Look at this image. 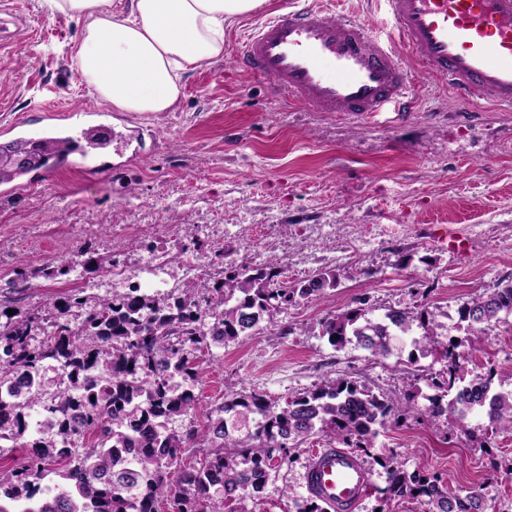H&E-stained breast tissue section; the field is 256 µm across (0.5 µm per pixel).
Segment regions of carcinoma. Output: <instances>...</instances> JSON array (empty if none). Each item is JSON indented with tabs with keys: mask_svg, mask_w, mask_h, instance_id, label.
I'll list each match as a JSON object with an SVG mask.
<instances>
[{
	"mask_svg": "<svg viewBox=\"0 0 512 512\" xmlns=\"http://www.w3.org/2000/svg\"><path fill=\"white\" fill-rule=\"evenodd\" d=\"M27 141L0 144V181L45 166L56 149L50 141L23 165L13 150ZM278 266H240L199 290L179 296L115 289L93 296L72 288L52 302V310L0 306V383L36 370L45 360L61 365L59 382L29 380V400L0 402V441L31 446L27 462L0 471V512H159L165 500L171 512H224V503L246 501L266 485L273 461L319 433L350 448L372 447L377 428L398 411L395 400L355 379H328L280 407L265 396L244 393L215 407L205 419L183 424L195 409L199 353L224 345L272 324L298 297L319 295L338 284L336 273L321 270L296 284L281 280ZM461 320L472 335L483 325L512 316V282L462 306ZM423 330L415 349L436 350L448 360L447 378L434 381L437 394L423 406L427 418L445 419L450 430L470 433L467 422L482 412L491 426L512 430V390H503L496 373L467 380L456 344L439 341L424 313L390 311L373 319L350 309L322 324V334L341 349L356 344L374 355L390 354V341ZM40 410L45 437L31 440L30 409ZM82 418L81 428L66 417ZM137 446L131 463L110 448ZM202 458H197V455ZM192 458L186 463L184 459ZM57 469L50 470V465ZM382 500L409 497L427 512H487L477 489L459 491L436 477L410 473L390 458L384 463ZM54 473L62 482L33 499L32 482Z\"/></svg>",
	"mask_w": 512,
	"mask_h": 512,
	"instance_id": "obj_1",
	"label": "carcinoma"
}]
</instances>
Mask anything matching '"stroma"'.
<instances>
[{
  "instance_id": "1",
  "label": "stroma",
  "mask_w": 512,
  "mask_h": 512,
  "mask_svg": "<svg viewBox=\"0 0 512 512\" xmlns=\"http://www.w3.org/2000/svg\"><path fill=\"white\" fill-rule=\"evenodd\" d=\"M224 27V56L186 73L173 111L115 112L90 96L72 61L82 25L50 13L40 0H0L19 15L22 36L0 57V144L14 140L8 126L25 117L31 132L60 110L57 127L81 133L85 116H67L73 104L104 114L116 136L86 157L0 194V304L49 310L70 288V277L48 279V265L78 257L80 225H94L103 265L112 263V239L129 224H173L168 244L211 260L262 268L283 263L288 282L334 271L336 288L299 298L276 325L213 349L198 369L197 414L239 393L285 404L325 380L346 377L405 401L429 394L428 377L442 371L437 353L420 357L415 376L397 366L411 336L393 340L380 357L353 344L338 349L320 323L351 308L383 317L391 310L427 309L440 341L458 342L470 375L512 374V316L470 335L459 309L479 294L512 281V112L474 100L463 109L437 80L413 81L418 103L401 117L380 112L326 117L275 96L268 82L234 68L232 57L266 10ZM339 16L366 19L387 37L382 0H325ZM224 227V257L210 244ZM456 238L458 247L448 245ZM470 435H449L445 421L406 411L380 429L363 455L376 489L358 512H378L385 485L383 459L408 472L437 476L456 490L479 487L491 512H512V432L492 433L488 420L470 418ZM316 435L276 461L255 497L253 512H290L306 498L310 450L330 445ZM390 512H419L410 498Z\"/></svg>"
}]
</instances>
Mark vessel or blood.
I'll return each instance as SVG.
<instances>
[{"label": "vessel or blood", "instance_id": "vessel-or-blood-1", "mask_svg": "<svg viewBox=\"0 0 512 512\" xmlns=\"http://www.w3.org/2000/svg\"><path fill=\"white\" fill-rule=\"evenodd\" d=\"M386 3L389 42L321 0H290L245 37L236 61L294 104L330 117L411 111L407 88L418 74L458 98L512 111V0ZM373 485L369 466L346 448L313 449L305 465L308 494L330 512H355Z\"/></svg>", "mask_w": 512, "mask_h": 512}]
</instances>
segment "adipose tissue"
I'll return each instance as SVG.
<instances>
[{
    "mask_svg": "<svg viewBox=\"0 0 512 512\" xmlns=\"http://www.w3.org/2000/svg\"><path fill=\"white\" fill-rule=\"evenodd\" d=\"M264 0H43L53 12L84 19L72 49L81 81L121 112L158 114L178 103L182 76L224 55V24Z\"/></svg>",
    "mask_w": 512,
    "mask_h": 512,
    "instance_id": "ef3b65f1",
    "label": "adipose tissue"
}]
</instances>
